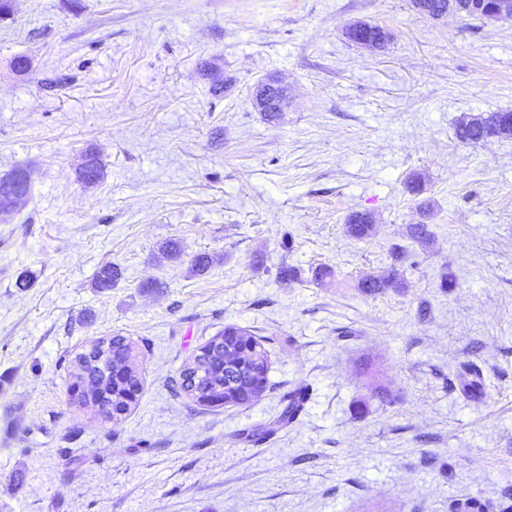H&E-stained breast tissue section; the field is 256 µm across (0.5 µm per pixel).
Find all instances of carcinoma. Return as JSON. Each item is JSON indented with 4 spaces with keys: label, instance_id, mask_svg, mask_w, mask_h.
<instances>
[{
    "label": "carcinoma",
    "instance_id": "cac0c4a2",
    "mask_svg": "<svg viewBox=\"0 0 512 512\" xmlns=\"http://www.w3.org/2000/svg\"><path fill=\"white\" fill-rule=\"evenodd\" d=\"M411 7L419 14L433 19L448 15L461 18H483L476 0H411ZM347 38L365 47L381 49L390 41L388 30L378 24L356 23L346 30ZM458 142L466 145L478 144L492 138L512 136V112H488L460 118L454 128ZM104 167L97 154L90 152L79 170V179L88 186L101 181ZM15 172L0 179V218L19 211L32 194V186L23 191L7 189L13 182ZM348 235L358 240L370 237L374 231V217L369 212L354 211L345 219ZM399 287L397 270L390 269L384 274H369L360 279L358 288L362 292L375 295L388 288ZM237 336L245 345L251 338L233 327L224 328V334L214 337L204 346V352L194 357L179 374L180 389L187 395L203 402L220 396V391L228 389L238 392L252 388L256 377L267 378V365L264 351L255 345L248 357V365L240 369L234 365L237 356L224 357V337ZM131 345L123 336H112L95 341L87 350L75 357L79 369L77 384L83 386L88 402L97 407L98 413L110 417L120 409H125L128 398L127 385L136 378L130 365ZM284 407L276 423L285 426L298 415L303 401L293 390L283 394Z\"/></svg>",
    "mask_w": 512,
    "mask_h": 512
}]
</instances>
